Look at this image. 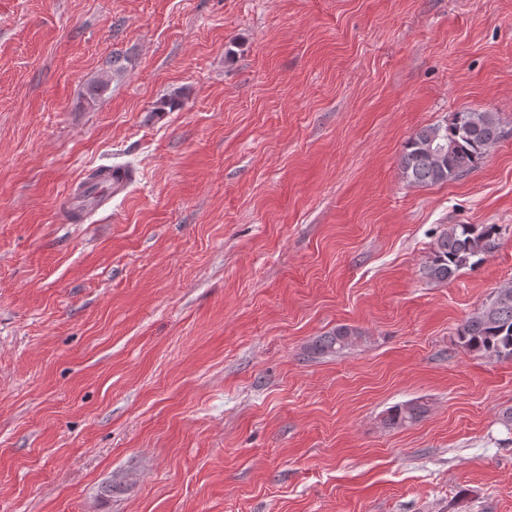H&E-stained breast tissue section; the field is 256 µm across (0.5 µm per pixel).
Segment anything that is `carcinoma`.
Segmentation results:
<instances>
[{
	"label": "carcinoma",
	"mask_w": 512,
	"mask_h": 512,
	"mask_svg": "<svg viewBox=\"0 0 512 512\" xmlns=\"http://www.w3.org/2000/svg\"><path fill=\"white\" fill-rule=\"evenodd\" d=\"M501 127L492 112L463 110L445 125H427L414 131L405 142L398 165L410 185L443 184L476 170L490 148L500 139ZM496 224H450L443 228L422 265L424 276L442 283L460 270L473 267L498 244ZM359 331L339 325L311 345L316 355H339L350 349ZM464 350L496 360L512 359V286L497 289L489 303L472 313L456 330ZM428 407L409 401L390 407L382 423L391 429L421 421Z\"/></svg>",
	"instance_id": "obj_1"
}]
</instances>
